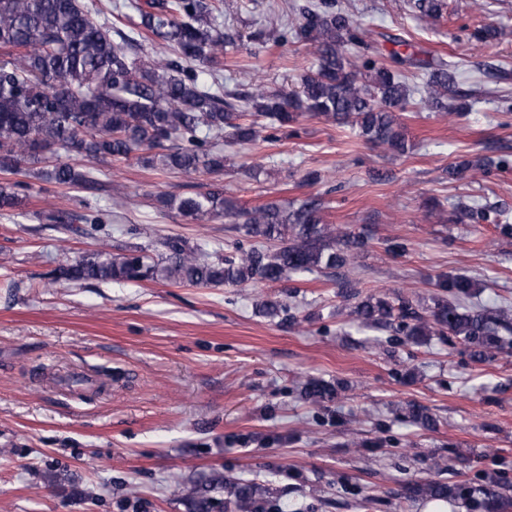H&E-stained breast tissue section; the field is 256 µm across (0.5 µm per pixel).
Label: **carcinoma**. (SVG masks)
Segmentation results:
<instances>
[{"label": "carcinoma", "mask_w": 512, "mask_h": 512, "mask_svg": "<svg viewBox=\"0 0 512 512\" xmlns=\"http://www.w3.org/2000/svg\"><path fill=\"white\" fill-rule=\"evenodd\" d=\"M135 13L128 31L113 30L92 16L82 0H0V208L13 207L40 179L81 188L96 197H112V183L90 167L54 159L75 152L87 162L137 160L188 175L204 171L224 174V144H249L299 135L295 124L305 115L347 122L366 140L404 154L411 149L406 127L395 110H404L411 97L404 71L426 75L429 110L458 115L470 108L472 94L448 97L456 82V65L393 50L382 58L366 42L351 15L336 0H305L292 6L291 21L276 29V40L288 38L310 45L316 63L301 79L300 90H268L258 85L239 94L224 90L221 56L237 49L238 36L226 29L224 0H132ZM148 38L172 52L150 58L139 54ZM501 158L463 159L448 168L459 178L474 169H504ZM15 179H10V176ZM194 223L226 219L256 244L216 261L201 247L189 248L179 239L161 238L166 251L154 260L133 246L114 256L104 250L61 265L51 283L140 282L163 280L192 286L268 285L290 274L341 269L367 245L370 236L346 232L322 222L324 201L310 196L286 207L269 203L243 209L224 198L216 184L190 196L160 198ZM455 219L494 225L512 241V223L496 203L455 206ZM41 224L96 227L112 223V211L85 205L81 213L48 209L35 213ZM339 295L354 302L350 314L365 327L394 324L405 341L423 344L447 333L466 342L471 356L490 361L500 348V332L512 333V311L467 307L464 300L480 295L482 284L470 277L443 274L422 306L399 295L395 300L361 296L350 282L339 283ZM304 395L314 404L333 400L338 389L321 379L305 383ZM410 423L428 428L434 419L427 408L412 404ZM233 512H263L266 501L255 483L230 487ZM402 498L446 503L462 500L480 512H512V495L500 481L477 487L439 480L408 483Z\"/></svg>", "instance_id": "cac0c4a2"}]
</instances>
